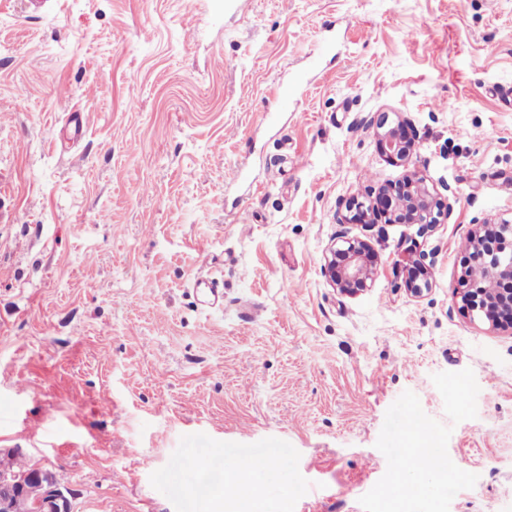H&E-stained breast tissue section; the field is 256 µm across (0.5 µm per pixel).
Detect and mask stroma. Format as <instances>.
Wrapping results in <instances>:
<instances>
[{
  "label": "stroma",
  "mask_w": 512,
  "mask_h": 512,
  "mask_svg": "<svg viewBox=\"0 0 512 512\" xmlns=\"http://www.w3.org/2000/svg\"><path fill=\"white\" fill-rule=\"evenodd\" d=\"M508 87L512 0H0V448L74 512H226L259 455L265 512H363L388 408L446 422L432 376L469 368L449 512H512V334L456 293L474 226L512 220ZM400 114L451 216L343 223L402 178L376 137ZM341 240L366 288L325 272ZM348 244L347 251V263L346 265L336 273V252L341 248H335L334 244L330 248V253L334 257L328 260L330 267L331 277L333 283L338 288L343 290L356 288H363L367 286V281L370 280L374 274L373 262H369L367 257L364 258L361 251L362 248L356 245L354 242L345 241ZM199 304L205 310L223 309L224 290L218 288L217 282L209 279L197 278L193 285Z\"/></svg>",
  "instance_id": "1"
}]
</instances>
